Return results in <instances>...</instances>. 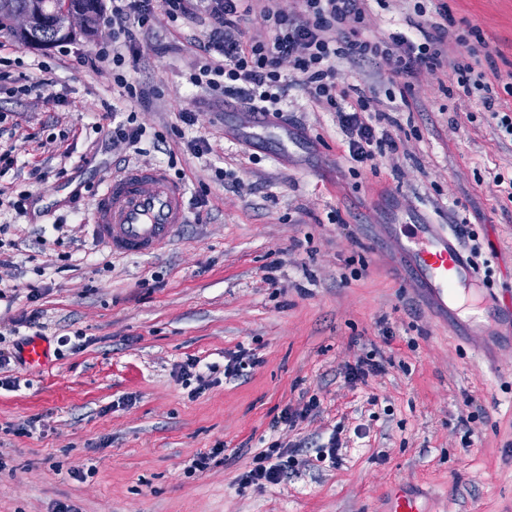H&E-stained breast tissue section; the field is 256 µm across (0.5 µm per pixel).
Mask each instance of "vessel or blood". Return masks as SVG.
Segmentation results:
<instances>
[{"label": "vessel or blood", "mask_w": 512, "mask_h": 512, "mask_svg": "<svg viewBox=\"0 0 512 512\" xmlns=\"http://www.w3.org/2000/svg\"><path fill=\"white\" fill-rule=\"evenodd\" d=\"M186 189L160 166H125L98 193L88 222L112 254L149 256L171 246L188 217ZM414 269L431 295L469 293L476 274L458 246L427 224L405 227Z\"/></svg>", "instance_id": "1"}]
</instances>
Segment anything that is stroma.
Here are the masks:
<instances>
[{
    "instance_id": "stroma-1",
    "label": "stroma",
    "mask_w": 512,
    "mask_h": 512,
    "mask_svg": "<svg viewBox=\"0 0 512 512\" xmlns=\"http://www.w3.org/2000/svg\"><path fill=\"white\" fill-rule=\"evenodd\" d=\"M420 4L430 17L447 7L462 63L500 72L495 109L449 67L399 78L382 62L338 61L344 84L398 122L399 152L371 169L346 159L335 113L295 74L283 116L265 127L191 85L205 15L176 26L162 16L137 34L131 78L149 102L136 153L101 149L94 129L124 103L111 74L84 61L112 42L108 0L92 34L46 51L0 33L8 70L50 81L39 96L0 87L17 167L0 190L37 198L29 216L0 211L17 244L0 265L14 294L0 299V332L20 309L38 310L48 349L40 368H0V512H389L396 487L422 512H512V342L486 335L485 315L434 303L401 234L464 227L489 292L512 291V139L492 117L512 115V0H368L362 27L376 37L407 28ZM188 109L192 127L179 118ZM195 137L211 154L186 150ZM127 161L175 162L189 196H207L154 256L112 255L86 224L96 190ZM240 349L257 362L226 378ZM373 356L384 371L349 383L346 366ZM190 357L218 367L194 397L178 378ZM312 399L308 418L281 423ZM336 429V460L318 461ZM280 445L297 451L287 478L242 484L254 455ZM205 454L209 466L187 473Z\"/></svg>"
}]
</instances>
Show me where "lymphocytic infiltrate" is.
Returning a JSON list of instances; mask_svg holds the SVG:
<instances>
[{
	"mask_svg": "<svg viewBox=\"0 0 512 512\" xmlns=\"http://www.w3.org/2000/svg\"><path fill=\"white\" fill-rule=\"evenodd\" d=\"M365 2L298 0V14L289 15L277 9L276 0H111L112 29L119 43L89 52L87 61L95 69L111 67L112 79L129 104L126 117L112 122L113 146L136 147L144 133L135 109L145 106L147 94L127 78L142 54L137 29L151 27L161 16L174 23L202 12L212 25L204 46L206 61L191 74L192 84L236 97L249 111L267 115L279 110L285 91L282 68L288 65L299 73L311 102L335 112L351 162L368 166L377 155L397 151L395 137L381 126L386 113L372 111L366 96L354 97L338 87L337 61L379 59L393 75L407 77L422 68L454 64V48L447 28L429 19L415 22L414 38L394 31L368 39L346 30L348 19L362 18ZM254 12L262 16L267 34L249 36L240 28L243 17ZM294 464L288 449L275 456L260 453L240 481L259 487L276 484Z\"/></svg>",
	"mask_w": 512,
	"mask_h": 512,
	"instance_id": "lymphocytic-infiltrate-1",
	"label": "lymphocytic infiltrate"
}]
</instances>
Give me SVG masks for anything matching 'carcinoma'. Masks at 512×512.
Instances as JSON below:
<instances>
[{"label": "carcinoma", "instance_id": "obj_1", "mask_svg": "<svg viewBox=\"0 0 512 512\" xmlns=\"http://www.w3.org/2000/svg\"><path fill=\"white\" fill-rule=\"evenodd\" d=\"M12 8L38 12L36 25L27 33L12 29L4 13H0V31H6L20 45L40 49L42 45L54 46L69 41L72 36L59 27L65 9H79L87 19L85 34H90L98 14L99 0H9Z\"/></svg>", "mask_w": 512, "mask_h": 512}]
</instances>
